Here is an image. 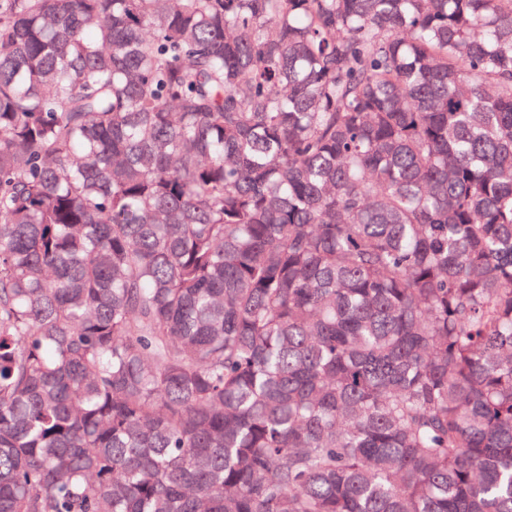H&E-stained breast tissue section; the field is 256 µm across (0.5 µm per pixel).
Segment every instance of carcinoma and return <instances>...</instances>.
Here are the masks:
<instances>
[{
  "instance_id": "1",
  "label": "carcinoma",
  "mask_w": 512,
  "mask_h": 512,
  "mask_svg": "<svg viewBox=\"0 0 512 512\" xmlns=\"http://www.w3.org/2000/svg\"><path fill=\"white\" fill-rule=\"evenodd\" d=\"M0 512H512V0H0Z\"/></svg>"
}]
</instances>
